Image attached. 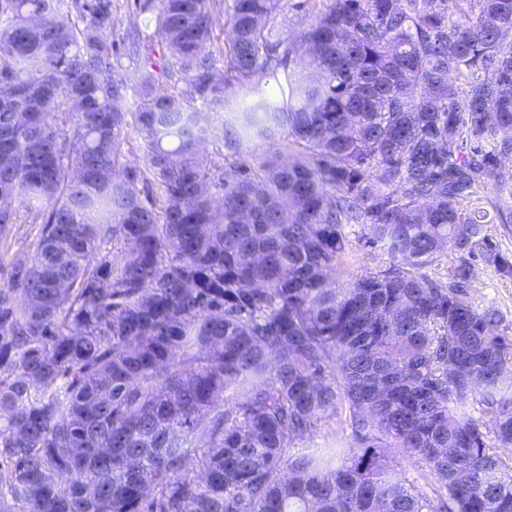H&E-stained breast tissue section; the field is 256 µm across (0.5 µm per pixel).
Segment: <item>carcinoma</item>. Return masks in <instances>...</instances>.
<instances>
[{"mask_svg":"<svg viewBox=\"0 0 512 512\" xmlns=\"http://www.w3.org/2000/svg\"><path fill=\"white\" fill-rule=\"evenodd\" d=\"M279 2L231 0L228 40L219 0H135L163 55L129 84L112 0H0V238L18 202L42 224L0 290V512H512L466 411L512 446V337L466 261L512 275L482 194L512 196V0H308L274 39ZM281 130L289 159L209 156ZM347 224L391 265L338 293ZM341 398L354 444L295 447ZM301 0H280L278 10L271 16L268 26L282 36H294L300 33L312 21V15L296 8V4ZM459 264V255L453 252L440 254L433 262L423 268L431 278L447 283L452 278L455 267ZM393 455L396 457V470L400 476L411 481L419 493L429 497L435 498L438 496L437 486L433 481L428 466L423 462H414L405 459L395 451Z\"/></svg>","mask_w":512,"mask_h":512,"instance_id":"obj_1","label":"carcinoma"}]
</instances>
